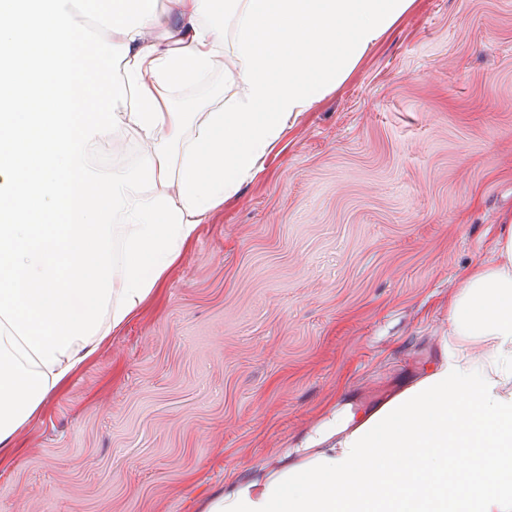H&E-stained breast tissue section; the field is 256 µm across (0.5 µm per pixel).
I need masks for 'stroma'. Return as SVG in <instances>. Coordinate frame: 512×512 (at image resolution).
Masks as SVG:
<instances>
[{"instance_id":"35a3bbf8","label":"stroma","mask_w":512,"mask_h":512,"mask_svg":"<svg viewBox=\"0 0 512 512\" xmlns=\"http://www.w3.org/2000/svg\"><path fill=\"white\" fill-rule=\"evenodd\" d=\"M512 220V0H416L0 467V512H194L425 366Z\"/></svg>"}]
</instances>
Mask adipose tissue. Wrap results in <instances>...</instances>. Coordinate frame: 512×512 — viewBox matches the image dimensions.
<instances>
[{"label": "adipose tissue", "mask_w": 512, "mask_h": 512, "mask_svg": "<svg viewBox=\"0 0 512 512\" xmlns=\"http://www.w3.org/2000/svg\"><path fill=\"white\" fill-rule=\"evenodd\" d=\"M414 3L0 0V465ZM78 6L107 45L74 38ZM219 78L230 95L178 107ZM41 86L62 94L37 112ZM494 252L449 298L438 359L375 406L326 407L198 512H512V224Z\"/></svg>", "instance_id": "1"}]
</instances>
